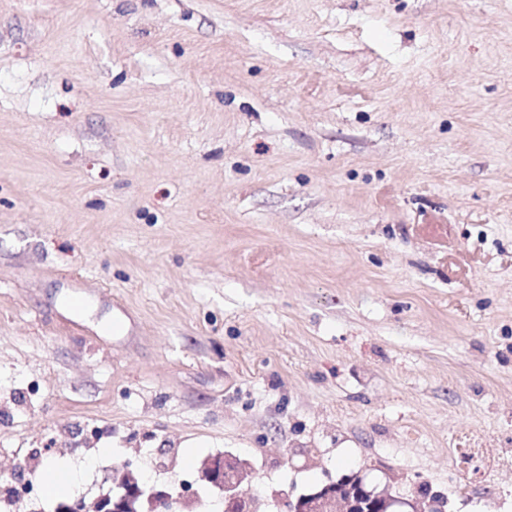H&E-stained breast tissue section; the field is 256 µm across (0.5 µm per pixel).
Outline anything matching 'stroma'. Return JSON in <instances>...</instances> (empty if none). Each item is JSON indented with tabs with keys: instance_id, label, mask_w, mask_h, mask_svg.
<instances>
[{
	"instance_id": "1",
	"label": "stroma",
	"mask_w": 512,
	"mask_h": 512,
	"mask_svg": "<svg viewBox=\"0 0 512 512\" xmlns=\"http://www.w3.org/2000/svg\"><path fill=\"white\" fill-rule=\"evenodd\" d=\"M216 455L512 512V0H0V468L74 475L15 512ZM469 448H448L452 465L458 471L461 487H464L470 478L480 470L485 477L496 468V460L492 448H487V440L481 434H474L465 442Z\"/></svg>"
}]
</instances>
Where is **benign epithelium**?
<instances>
[{"label":"benign epithelium","mask_w":512,"mask_h":512,"mask_svg":"<svg viewBox=\"0 0 512 512\" xmlns=\"http://www.w3.org/2000/svg\"><path fill=\"white\" fill-rule=\"evenodd\" d=\"M119 477L112 490L100 495L91 505L82 501L63 504L59 512H133L147 503L148 512H171L177 499L155 486L139 480L130 465L117 466ZM198 481L216 488L221 493L226 512L254 507L256 498L242 488L243 476L237 466L222 457H213L198 470ZM432 503L422 504L417 499H404L376 491L360 473L344 476L325 484L294 500L287 501V512H435Z\"/></svg>","instance_id":"obj_1"}]
</instances>
